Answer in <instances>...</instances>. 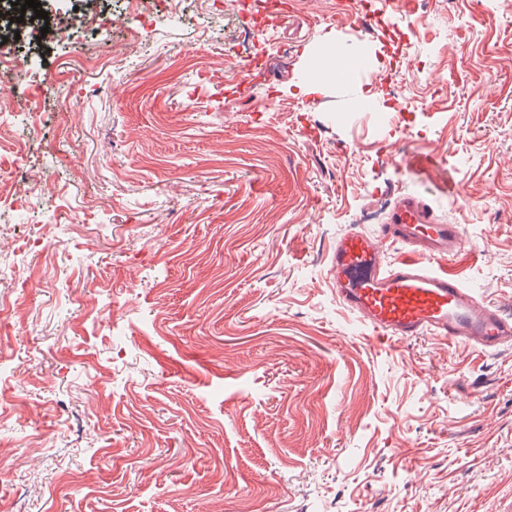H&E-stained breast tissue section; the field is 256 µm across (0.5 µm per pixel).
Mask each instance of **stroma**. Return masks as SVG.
<instances>
[{
    "instance_id": "35a3bbf8",
    "label": "stroma",
    "mask_w": 512,
    "mask_h": 512,
    "mask_svg": "<svg viewBox=\"0 0 512 512\" xmlns=\"http://www.w3.org/2000/svg\"><path fill=\"white\" fill-rule=\"evenodd\" d=\"M90 8L132 15L45 0L74 24L22 34L48 93L0 137L55 189L0 213V507L512 512V345L378 337L327 279L410 192L512 311V0L160 2L131 46ZM327 42L358 69L294 95Z\"/></svg>"
}]
</instances>
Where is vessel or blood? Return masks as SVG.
<instances>
[{
  "label": "vessel or blood",
  "mask_w": 512,
  "mask_h": 512,
  "mask_svg": "<svg viewBox=\"0 0 512 512\" xmlns=\"http://www.w3.org/2000/svg\"><path fill=\"white\" fill-rule=\"evenodd\" d=\"M407 247L409 257L388 266L386 243ZM463 246L461 225L437 221L427 204L401 196L380 236L343 234L333 249L329 279L338 302L363 325L390 338L443 336L480 351L512 344V315L477 299L436 260Z\"/></svg>",
  "instance_id": "1"
}]
</instances>
